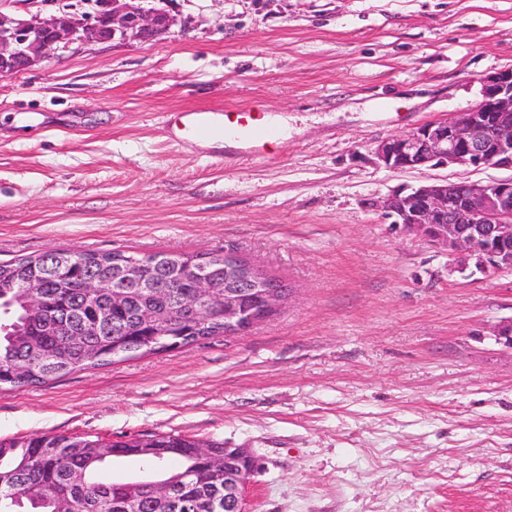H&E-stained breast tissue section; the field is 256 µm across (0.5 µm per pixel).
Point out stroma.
Segmentation results:
<instances>
[{
    "label": "stroma",
    "mask_w": 512,
    "mask_h": 512,
    "mask_svg": "<svg viewBox=\"0 0 512 512\" xmlns=\"http://www.w3.org/2000/svg\"><path fill=\"white\" fill-rule=\"evenodd\" d=\"M147 44L0 77V261L232 252L290 286L230 337L0 389V438L171 433L250 449L249 512H512V272L452 271L381 201L500 168L394 172L384 138L512 68V0H168ZM288 119L262 153L178 112Z\"/></svg>",
    "instance_id": "1"
}]
</instances>
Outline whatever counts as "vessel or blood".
<instances>
[{
    "mask_svg": "<svg viewBox=\"0 0 512 512\" xmlns=\"http://www.w3.org/2000/svg\"><path fill=\"white\" fill-rule=\"evenodd\" d=\"M179 139L233 140L247 145L253 152L262 151L275 137L274 130L253 113L244 110L213 108L190 109L179 115Z\"/></svg>",
    "mask_w": 512,
    "mask_h": 512,
    "instance_id": "1",
    "label": "vessel or blood"
}]
</instances>
